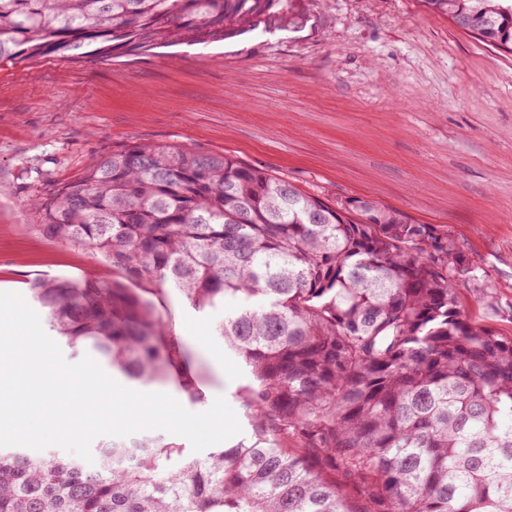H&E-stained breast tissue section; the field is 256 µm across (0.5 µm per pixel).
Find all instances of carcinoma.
<instances>
[{"label": "carcinoma", "instance_id": "obj_1", "mask_svg": "<svg viewBox=\"0 0 512 512\" xmlns=\"http://www.w3.org/2000/svg\"><path fill=\"white\" fill-rule=\"evenodd\" d=\"M290 0H0V64L298 28ZM512 53V0H426ZM31 207L120 275L37 278L58 338L137 385L200 376L153 296L236 309L251 435L202 457L161 438L72 457L0 450V512H512V338L468 320L477 264L448 230L331 204L227 154L130 145Z\"/></svg>", "mask_w": 512, "mask_h": 512}]
</instances>
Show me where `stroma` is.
Listing matches in <instances>:
<instances>
[{"label": "stroma", "instance_id": "obj_1", "mask_svg": "<svg viewBox=\"0 0 512 512\" xmlns=\"http://www.w3.org/2000/svg\"><path fill=\"white\" fill-rule=\"evenodd\" d=\"M302 26L132 53L0 66V292L115 272L89 249L34 231L28 206L121 145L227 154L329 203L363 198L447 229L479 268L459 284L470 322L512 337V54L425 0H291ZM162 305L202 365L208 410L224 397L243 435L250 375L174 290Z\"/></svg>", "mask_w": 512, "mask_h": 512}]
</instances>
